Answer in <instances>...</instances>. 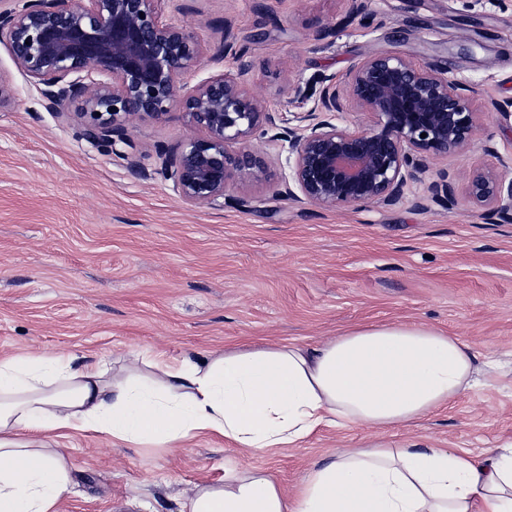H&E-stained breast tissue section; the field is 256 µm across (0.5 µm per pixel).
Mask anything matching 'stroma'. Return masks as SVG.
<instances>
[{
	"label": "stroma",
	"mask_w": 512,
	"mask_h": 512,
	"mask_svg": "<svg viewBox=\"0 0 512 512\" xmlns=\"http://www.w3.org/2000/svg\"><path fill=\"white\" fill-rule=\"evenodd\" d=\"M368 23L341 26L348 0H163L165 19L206 49L186 82L235 70L243 85L287 108L297 80L344 76L364 58L398 50L473 87L480 119L469 151L431 159L392 205L324 208L283 193L288 151L257 148L263 183L234 185L241 206H191L160 171L155 148L194 131L180 111L127 124L138 167L82 140L41 105L0 45L13 96L0 103V356L46 352L124 364L133 351L175 363L264 342L311 347L359 324L417 323L461 337L494 358L447 409L380 432L325 427L303 447L239 459L210 438L191 447L137 448L80 432L63 440L73 464L60 512H182L199 483L220 485L235 463L286 488L338 448L412 440L478 456L512 442V223L491 224L465 195L485 146L512 154V121L488 112L512 98V7L498 0H366ZM325 26L334 32L317 40ZM448 170L453 208L427 187Z\"/></svg>",
	"instance_id": "stroma-1"
}]
</instances>
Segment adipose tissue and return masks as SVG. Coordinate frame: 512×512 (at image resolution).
Segmentation results:
<instances>
[{
  "instance_id": "1",
  "label": "adipose tissue",
  "mask_w": 512,
  "mask_h": 512,
  "mask_svg": "<svg viewBox=\"0 0 512 512\" xmlns=\"http://www.w3.org/2000/svg\"><path fill=\"white\" fill-rule=\"evenodd\" d=\"M477 357L423 324L358 325L320 346L269 343L169 364L131 353L77 365L54 354L0 358V512H57L69 489L59 441L185 448L201 436L245 456L299 448L319 428L388 431L447 407L473 383ZM186 512H512V443L473 456L408 441L326 454L295 494L266 472L230 468L198 484Z\"/></svg>"
}]
</instances>
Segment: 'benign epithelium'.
<instances>
[{"label": "benign epithelium", "instance_id": "obj_1", "mask_svg": "<svg viewBox=\"0 0 512 512\" xmlns=\"http://www.w3.org/2000/svg\"><path fill=\"white\" fill-rule=\"evenodd\" d=\"M161 0H9L0 8V44L29 77L43 108L78 135L136 166L127 133L132 117L160 121L181 110L201 136L160 148L161 171L191 205L234 200L239 181L260 182L267 165L254 141L288 143V179L305 200L322 207L390 205L428 158L465 152L479 119L474 91L430 64L389 50L366 58L343 84L328 76L317 88H292L284 112L261 105L240 75L212 76L185 90L205 50L183 25L166 22ZM313 102L304 109L307 102ZM73 103L79 111H69ZM357 109L373 124L351 130L336 120ZM426 137H421V134ZM489 166L477 162L467 196L488 220L512 222V155L492 148ZM431 198L449 208L455 183L441 172Z\"/></svg>", "mask_w": 512, "mask_h": 512}]
</instances>
